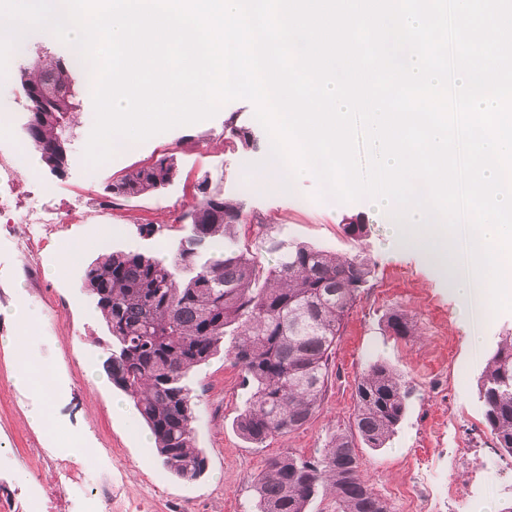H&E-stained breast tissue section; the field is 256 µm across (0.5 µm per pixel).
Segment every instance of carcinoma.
I'll use <instances>...</instances> for the list:
<instances>
[{
	"mask_svg": "<svg viewBox=\"0 0 512 512\" xmlns=\"http://www.w3.org/2000/svg\"><path fill=\"white\" fill-rule=\"evenodd\" d=\"M19 84L29 102L23 134L29 151L49 173L62 177L72 159L75 113L80 101L75 73L81 58L32 52L22 42ZM229 138L248 147L251 131L229 121ZM176 174L164 156L112 183V198L158 190ZM201 199L182 215L189 232L172 257L111 251L89 263L83 278L112 343L102 367L112 385L128 396L150 430L163 467L194 481L207 468L196 446L195 402L187 384L192 370L219 352L238 366L249 397L236 420L239 434L261 446L305 426L321 406L329 359L341 325L372 274L360 252L338 257L305 244H286L272 226L249 220L202 180ZM237 225L248 226L243 243L224 245ZM278 254L273 267L257 251ZM385 326L412 338L417 318L393 309ZM233 341L224 347V337ZM484 418L498 447L512 454V336H503L478 382ZM409 389L390 365L375 361L355 387L354 425L369 448H382L403 420ZM257 512H307L319 494L336 512H391L363 474L352 437L338 434L315 456L285 452L265 460L253 482Z\"/></svg>",
	"mask_w": 512,
	"mask_h": 512,
	"instance_id": "carcinoma-1",
	"label": "carcinoma"
}]
</instances>
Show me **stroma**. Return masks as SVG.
I'll list each match as a JSON object with an SVG mask.
<instances>
[{
  "mask_svg": "<svg viewBox=\"0 0 512 512\" xmlns=\"http://www.w3.org/2000/svg\"><path fill=\"white\" fill-rule=\"evenodd\" d=\"M79 127L73 159L63 177L45 168L21 170L16 183L20 204L47 206L57 213L80 210L73 223L52 237L43 252L40 286L20 275L24 258L0 234V454L9 457L8 478L18 491L36 484L29 464L34 446L56 448L82 467L87 488H94L108 469L121 471L131 496L151 502V512H169L183 504L190 512H254L253 480L265 459L290 451L311 455L336 434L353 430L355 382L368 365L383 360L408 383V410L397 433L384 447L358 446L366 478L392 512H404L399 489L421 485L437 489L455 482L459 494L450 512H477L490 504L493 512L512 506V456L497 448L485 423L478 378L499 336L512 333V311L487 317L462 315L443 272L422 256L394 246L390 228L364 201L340 203L318 198V182L305 179L290 190L269 192L257 187L243 158L259 163L269 137L246 99L225 103L210 119L174 127L140 142L134 150H116L107 162L93 166L85 148L94 126L92 78L82 76ZM255 135L253 148L227 140V122ZM173 157L176 175L170 184L148 195L111 200L105 188L126 172L161 156ZM220 185L226 199L249 216L271 224L279 239L305 242L341 255L361 250L373 274L336 340L322 405L307 425L277 437L266 447L244 441L236 419L249 396L237 367L215 355L191 376L195 395L196 440L208 461L205 474L184 481L162 466L149 432L133 403L113 387L102 368L109 338L82 286L84 263L61 267L67 246L102 226L112 228L87 260L104 250L170 255L180 238L173 226L196 204L202 180ZM54 190L50 199L32 197V184ZM361 219L367 233L352 243L343 226ZM161 226V234L145 237L139 225ZM416 314L419 335L393 336L385 327L390 310ZM35 332L23 345V356L6 349L23 322ZM41 365L55 375V413L45 424L40 395L22 380V364ZM427 459L417 474L418 459Z\"/></svg>",
  "mask_w": 512,
  "mask_h": 512,
  "instance_id": "obj_1",
  "label": "stroma"
}]
</instances>
